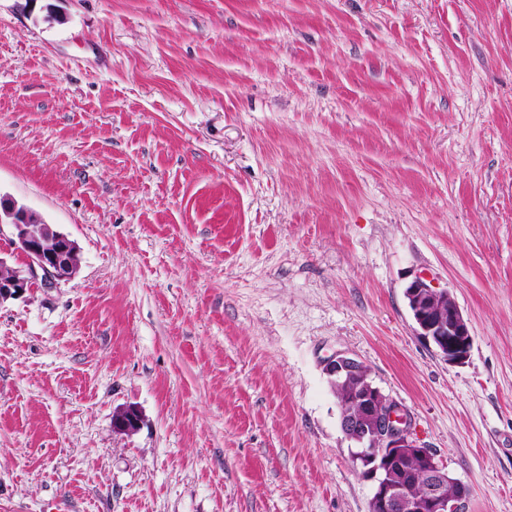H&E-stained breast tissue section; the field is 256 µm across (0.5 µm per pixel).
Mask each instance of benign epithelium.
Masks as SVG:
<instances>
[{
    "label": "benign epithelium",
    "mask_w": 512,
    "mask_h": 512,
    "mask_svg": "<svg viewBox=\"0 0 512 512\" xmlns=\"http://www.w3.org/2000/svg\"><path fill=\"white\" fill-rule=\"evenodd\" d=\"M24 254L21 267L0 258V303L25 294L39 279L56 286L74 278L80 270V249L68 235L55 231L34 210L12 199H0V236ZM405 296L418 335L432 343L436 352L452 364H463L470 356L473 337L461 310L446 291L436 290L421 277L407 286ZM330 382H355V388L338 400L342 407L357 412L343 416L344 433L362 451L352 457L355 467L374 483L368 512H466L469 488L448 477V470L435 453L420 445L411 433V419L395 401L383 395L367 380L365 364L338 353L325 366ZM142 422L139 411L128 407L117 412L113 427L121 433L137 431ZM418 461V473L425 479L415 496L398 481L394 470L407 458ZM456 493L448 494V483Z\"/></svg>",
    "instance_id": "1"
}]
</instances>
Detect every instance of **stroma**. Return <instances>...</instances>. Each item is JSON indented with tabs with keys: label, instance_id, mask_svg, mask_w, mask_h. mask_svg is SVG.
I'll use <instances>...</instances> for the list:
<instances>
[{
	"label": "stroma",
	"instance_id": "stroma-1",
	"mask_svg": "<svg viewBox=\"0 0 512 512\" xmlns=\"http://www.w3.org/2000/svg\"><path fill=\"white\" fill-rule=\"evenodd\" d=\"M0 196L81 253L0 303V512H368L338 353L512 512V0H0ZM405 296L416 331L444 360L463 364L470 356L473 337L461 310L448 292L436 290L425 279L415 278Z\"/></svg>",
	"mask_w": 512,
	"mask_h": 512
}]
</instances>
